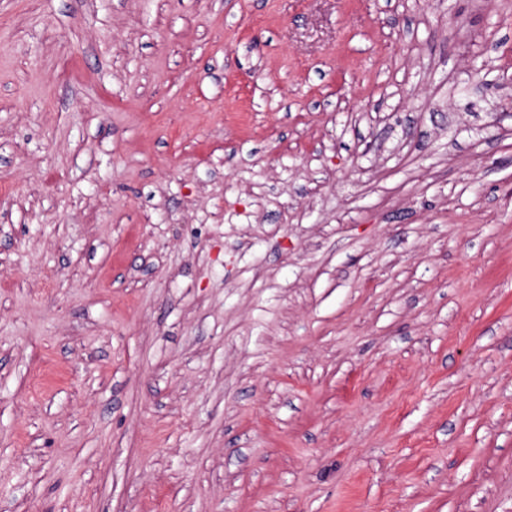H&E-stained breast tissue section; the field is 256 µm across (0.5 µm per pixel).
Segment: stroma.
Instances as JSON below:
<instances>
[{"instance_id":"1","label":"stroma","mask_w":512,"mask_h":512,"mask_svg":"<svg viewBox=\"0 0 512 512\" xmlns=\"http://www.w3.org/2000/svg\"><path fill=\"white\" fill-rule=\"evenodd\" d=\"M0 512H512V0H0Z\"/></svg>"}]
</instances>
